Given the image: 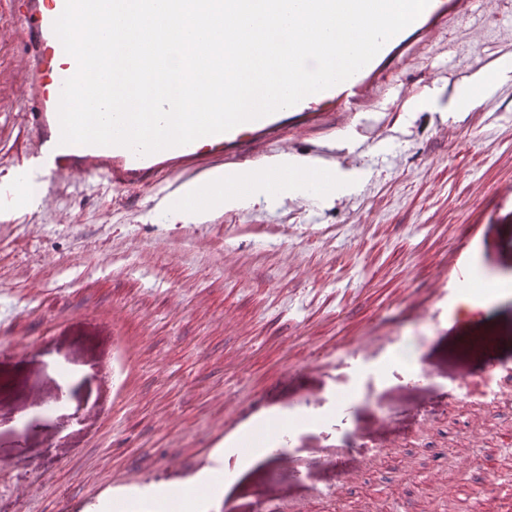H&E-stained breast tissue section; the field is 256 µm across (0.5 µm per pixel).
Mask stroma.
<instances>
[{"mask_svg": "<svg viewBox=\"0 0 512 512\" xmlns=\"http://www.w3.org/2000/svg\"><path fill=\"white\" fill-rule=\"evenodd\" d=\"M510 55L512 0L449 16L391 64L378 109L337 119L353 144L336 168L357 182L334 199L286 191L220 209L212 224H172L154 203L161 184L127 193L90 176L57 182L47 205L1 230L0 454L10 462L0 512H57L112 469L165 481L225 409L260 393L284 406L308 391L319 422L289 454L311 477L289 496L308 512H391L405 500L432 512L443 495L435 448L451 470L471 449L495 453L448 404L458 378L479 380L485 361L455 335L403 321L399 307L430 287L476 208L488 226L479 259L512 280V75L471 111L448 114L482 61ZM31 110L0 117V172L25 161ZM116 320L135 331L119 395ZM367 322L394 327L406 358L432 374L412 388L402 363L370 375L339 359L289 383L290 366ZM356 428L395 448L372 468L347 454L352 479L329 500L339 475L322 455ZM225 466L238 478L236 512H260L276 460L230 454Z\"/></svg>", "mask_w": 512, "mask_h": 512, "instance_id": "stroma-1", "label": "stroma"}]
</instances>
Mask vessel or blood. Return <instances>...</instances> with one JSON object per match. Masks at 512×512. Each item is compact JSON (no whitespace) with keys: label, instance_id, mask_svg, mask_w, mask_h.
I'll return each instance as SVG.
<instances>
[{"label":"vessel or blood","instance_id":"vessel-or-blood-1","mask_svg":"<svg viewBox=\"0 0 512 512\" xmlns=\"http://www.w3.org/2000/svg\"><path fill=\"white\" fill-rule=\"evenodd\" d=\"M471 0H430L422 14L407 28L391 38L378 55L347 81L307 96L295 106L279 110L258 120L237 125L230 131L205 136L194 142L167 148L150 155H139L122 146L61 144L58 105L65 81L77 69L75 59L67 55L53 31L54 21L61 15L65 0H18V14L11 22L0 21V44L16 41L30 44V51L0 64V112L13 111L21 102L35 107L33 143L46 175L40 187H32L28 176H12L0 180V223H12L11 208L22 197H35L45 204L50 185L59 179H80L91 175L105 176L113 187L135 190L153 182L158 174H166L167 187L159 195L162 209L172 210L187 200L186 187L196 192L214 188L212 177L218 172L241 175H264L266 162L248 163L246 150L271 140L280 141L288 131L330 130L336 126L341 111L367 110L376 88L393 59L403 55L409 46L439 28L448 15L464 14ZM495 287L483 267L459 252L449 270L441 272L428 295L409 299L410 309L423 318L444 319L449 329L480 316ZM504 339L488 332L470 337L471 349L488 363H495ZM337 352L369 363L383 370L397 356L389 334H370L352 342L337 344ZM496 390L473 389L460 384L449 397L451 406L472 409V425L494 440L506 455H512V368L496 373ZM267 403L258 397L247 411L234 413L224 420L205 444L201 460L190 468H174L173 478L158 483L143 477L106 475L93 496L67 500L61 512H166L172 499L184 503V512H220L228 503L226 490L229 476L224 457L240 451L254 438L266 433ZM481 457H474L470 470L448 477L444 467H436L439 481L445 482V493L457 505V512H472L476 495L475 477L486 472ZM485 493L494 503V512H512V482L493 481ZM263 512H306L303 501L280 492L267 500Z\"/></svg>","mask_w":512,"mask_h":512}]
</instances>
